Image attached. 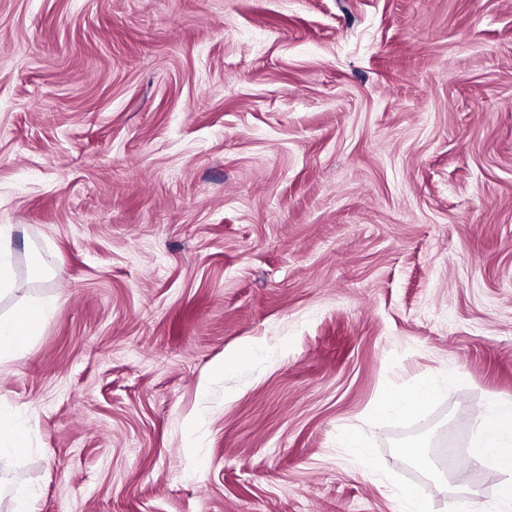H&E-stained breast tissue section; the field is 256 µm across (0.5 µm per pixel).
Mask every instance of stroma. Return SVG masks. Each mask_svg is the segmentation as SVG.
<instances>
[{
	"label": "stroma",
	"mask_w": 512,
	"mask_h": 512,
	"mask_svg": "<svg viewBox=\"0 0 512 512\" xmlns=\"http://www.w3.org/2000/svg\"><path fill=\"white\" fill-rule=\"evenodd\" d=\"M2 224L35 512H499L512 0H0ZM44 317L43 309L29 304L14 308L8 316H0V363L9 355L18 356L23 344L36 336ZM438 392V385L428 378H421L410 390L386 392L372 408L373 417L405 416L416 413L431 402ZM512 403L492 398L474 419L471 448L475 462L500 475H511L499 484L505 506L512 505Z\"/></svg>",
	"instance_id": "stroma-1"
}]
</instances>
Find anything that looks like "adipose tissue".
<instances>
[{
    "mask_svg": "<svg viewBox=\"0 0 512 512\" xmlns=\"http://www.w3.org/2000/svg\"><path fill=\"white\" fill-rule=\"evenodd\" d=\"M44 313L41 307L29 304L14 308L8 316H0V356H17L24 343L36 336ZM438 386L430 379H420L417 386L404 391L385 393L375 403L372 414L382 420L416 413L431 402ZM471 446L475 462L488 467L503 480L499 496L504 505H512V403L491 399L485 410L474 419Z\"/></svg>",
    "mask_w": 512,
    "mask_h": 512,
    "instance_id": "1",
    "label": "adipose tissue"
}]
</instances>
